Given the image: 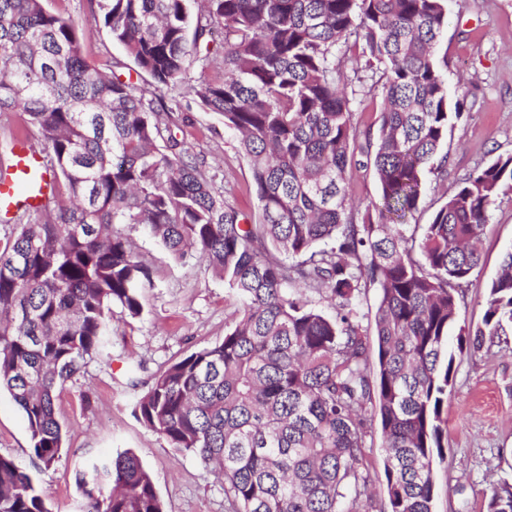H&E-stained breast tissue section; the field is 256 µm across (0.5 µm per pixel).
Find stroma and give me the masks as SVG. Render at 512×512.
I'll return each instance as SVG.
<instances>
[{
  "instance_id": "35a3bbf8",
  "label": "stroma",
  "mask_w": 512,
  "mask_h": 512,
  "mask_svg": "<svg viewBox=\"0 0 512 512\" xmlns=\"http://www.w3.org/2000/svg\"><path fill=\"white\" fill-rule=\"evenodd\" d=\"M46 8L78 25L88 63L122 78L136 76L134 65L112 43L89 0H45ZM453 100L461 115L452 119L443 150L448 178L422 175V203L416 223H428L435 203L452 194L476 168L512 154V0H448V28L438 48ZM138 85L150 87L146 76ZM360 128L375 124L382 107L370 75L344 69L341 80ZM180 135L203 163L215 189L247 218L260 221L248 159L221 116L198 103L175 108ZM122 232L149 268L151 284L142 290V311L129 315L113 306L109 345L85 360L61 389L56 404L65 433L60 459L37 476L49 512H78L77 472L89 461L122 450L135 452L151 473L166 512H225L224 488L191 455L172 448L138 421L136 401L151 377L174 360L222 341L240 304L198 255L179 261L138 224ZM512 248V195L500 196L490 210L481 261L460 286L459 323L482 322L489 284ZM444 429L445 458L436 463L434 512H486L494 485L512 482V331L487 338L478 352L455 360ZM31 446L22 410L0 392V454L28 462Z\"/></svg>"
}]
</instances>
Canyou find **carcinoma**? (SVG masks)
Listing matches in <instances>:
<instances>
[{
  "label": "carcinoma",
  "instance_id": "carcinoma-1",
  "mask_svg": "<svg viewBox=\"0 0 512 512\" xmlns=\"http://www.w3.org/2000/svg\"><path fill=\"white\" fill-rule=\"evenodd\" d=\"M137 71L186 82L224 31V80L188 88L249 160L261 223L215 190L170 109L85 60L74 24L44 0H0V113L23 112L52 172L45 205L0 248V391L27 421L30 468L0 454V512H48L34 473L60 458L59 389L107 343L112 306L142 310L149 269L115 224H141L176 259L194 252L241 302L224 339L152 378L134 415L224 483L229 512H373L368 438L378 421L388 512H432L457 349L512 325V248L482 325L458 326V286L480 262L512 154L476 169L411 224L420 174L442 153L451 102L436 47L447 0H90ZM378 76L384 108L361 130L342 67ZM378 202L345 182L356 154ZM331 240L326 249L319 244ZM327 294L329 319L295 285ZM378 290L363 323L362 289ZM82 512H164L130 450L76 477ZM487 512H512V484Z\"/></svg>",
  "mask_w": 512,
  "mask_h": 512
}]
</instances>
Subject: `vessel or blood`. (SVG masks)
Listing matches in <instances>:
<instances>
[{"label":"vessel or blood","mask_w":512,"mask_h":512,"mask_svg":"<svg viewBox=\"0 0 512 512\" xmlns=\"http://www.w3.org/2000/svg\"><path fill=\"white\" fill-rule=\"evenodd\" d=\"M13 178L0 179V214L40 207L50 193L43 159L27 139L14 147Z\"/></svg>","instance_id":"obj_1"}]
</instances>
